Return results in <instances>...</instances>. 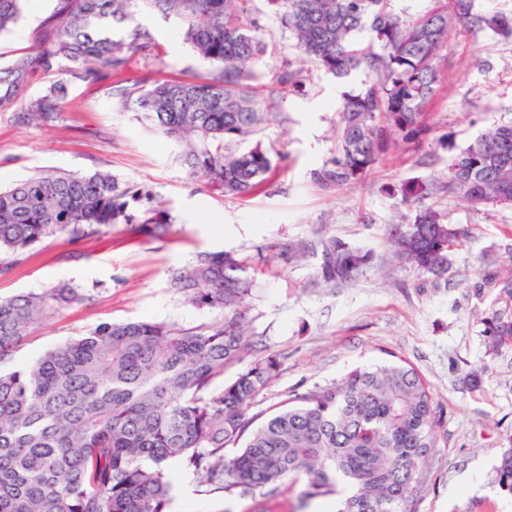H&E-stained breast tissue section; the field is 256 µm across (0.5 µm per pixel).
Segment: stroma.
<instances>
[{
  "mask_svg": "<svg viewBox=\"0 0 512 512\" xmlns=\"http://www.w3.org/2000/svg\"><path fill=\"white\" fill-rule=\"evenodd\" d=\"M58 3L27 0L20 22L0 34V68L34 52L36 34ZM247 17L269 44L267 80L291 68L303 71L300 85L282 89L279 115L261 135L275 149L274 170L254 196L227 199L189 176L178 146L117 110L106 85L37 75L17 100L62 82L67 108L50 125H23L13 109L0 110V186L44 169L104 170L150 189L172 224L161 241L123 226L83 237L62 233L0 274V300L59 283L91 295L37 325L15 350L12 366L31 364L102 323L210 324L216 313L185 304L171 286L173 272L201 252H261L270 261L248 302L249 331L258 355L276 356L281 366L255 398L254 412L393 352L418 369L440 411L426 480L410 491L407 512H512V492L498 474L502 453L512 447V345L489 352L483 319L502 304L482 287L485 271L512 261V207L474 209L445 192L433 197L449 222L470 235L440 283L394 259L388 235L390 225L413 212L401 202V185L442 171L484 129L512 124V37L489 28L452 29L439 59L441 85L427 106L426 138L401 144L357 182L325 188L313 172L333 157L341 94L359 90L361 78L339 80L303 63L267 0H249ZM134 24L156 50L149 58L135 56L122 81L210 72L175 19L144 11ZM330 237L371 252L373 260L351 284L311 288L320 263L312 247ZM170 471L174 487L191 488L189 496H174L171 512L296 508V492L286 485L264 497L209 494L180 465Z\"/></svg>",
  "mask_w": 512,
  "mask_h": 512,
  "instance_id": "stroma-1",
  "label": "stroma"
}]
</instances>
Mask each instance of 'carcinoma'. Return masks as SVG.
<instances>
[{"label": "carcinoma", "mask_w": 512, "mask_h": 512, "mask_svg": "<svg viewBox=\"0 0 512 512\" xmlns=\"http://www.w3.org/2000/svg\"><path fill=\"white\" fill-rule=\"evenodd\" d=\"M25 0H0V34L23 15ZM245 0H59L49 33L34 54L0 68V108L38 74L103 80L151 51L138 27H117L142 8L180 22L183 41L213 67L197 80L116 84L112 102L174 141L190 175L231 199L257 192L273 169L258 142L275 115L280 88L299 72L263 83L267 43L244 18ZM303 61L346 78L365 73L357 93L342 94L336 156L313 173L325 188L365 177L392 147L430 130L426 106L441 75L437 60L449 30L488 27L512 36V18L472 12L471 0H448L412 20L390 0H268ZM370 30L376 42L357 38ZM66 108L51 84L16 113L21 123L54 122ZM446 191L472 207L512 205V125H497L451 157L444 180L402 189L414 217L390 228L394 256L438 279L468 233L422 201ZM135 226L153 240L170 234L151 190L104 171L45 170L0 189V274L23 253L59 233L99 234ZM372 255L334 238L321 242L314 282L355 280ZM250 257L203 252L174 272L183 301L217 313L198 330L176 324L104 323L46 351L33 364L0 369V512H169L168 467L180 464L210 491L243 495L299 486L302 505L334 497L336 512H404L422 477L439 422L419 372L404 360L357 367L341 379L295 392L265 417L251 413L279 361L263 356L224 380L250 349L247 303L255 287ZM504 309L486 318L489 350L512 344V269L486 275ZM89 301L69 284L0 301V365L36 324ZM236 452L229 455L227 448ZM499 482L512 491V448Z\"/></svg>", "instance_id": "cac0c4a2"}]
</instances>
